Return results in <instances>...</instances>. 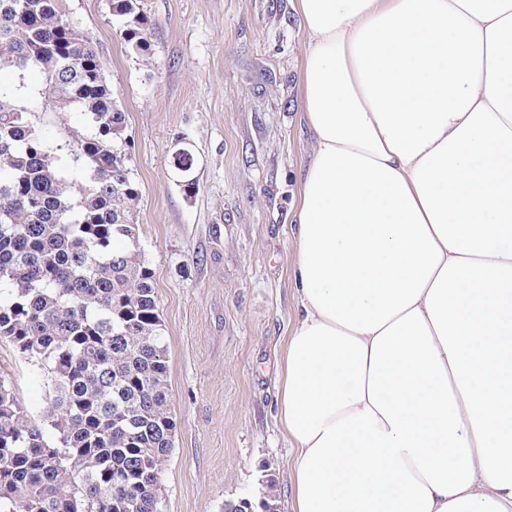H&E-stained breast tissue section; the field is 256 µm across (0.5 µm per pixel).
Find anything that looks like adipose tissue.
Segmentation results:
<instances>
[{"label":"adipose tissue","instance_id":"ef3b65f1","mask_svg":"<svg viewBox=\"0 0 512 512\" xmlns=\"http://www.w3.org/2000/svg\"><path fill=\"white\" fill-rule=\"evenodd\" d=\"M291 512H512V0H296Z\"/></svg>","mask_w":512,"mask_h":512}]
</instances>
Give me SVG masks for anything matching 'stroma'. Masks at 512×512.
<instances>
[{
  "instance_id": "35a3bbf8",
  "label": "stroma",
  "mask_w": 512,
  "mask_h": 512,
  "mask_svg": "<svg viewBox=\"0 0 512 512\" xmlns=\"http://www.w3.org/2000/svg\"><path fill=\"white\" fill-rule=\"evenodd\" d=\"M295 0H140L147 53L127 44L108 0H67L90 33L127 114L134 220L154 273L168 344L174 448L162 473L165 512H224L273 480L291 512L292 451L277 421L281 349L296 318L289 273L297 173L312 148L300 121L305 51ZM39 71L0 70V89L42 106ZM85 125L48 113L42 132L65 177L63 147ZM194 156L195 190L174 167ZM0 377L39 414L43 370L0 342Z\"/></svg>"
}]
</instances>
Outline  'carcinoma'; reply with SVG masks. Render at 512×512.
<instances>
[{
  "instance_id": "obj_1",
  "label": "carcinoma",
  "mask_w": 512,
  "mask_h": 512,
  "mask_svg": "<svg viewBox=\"0 0 512 512\" xmlns=\"http://www.w3.org/2000/svg\"><path fill=\"white\" fill-rule=\"evenodd\" d=\"M147 50L138 0H110ZM35 68L85 173L66 179L36 115L0 93V341L45 370L39 418L0 378V512H164L168 346L133 222L126 112L66 0H0V68Z\"/></svg>"
}]
</instances>
